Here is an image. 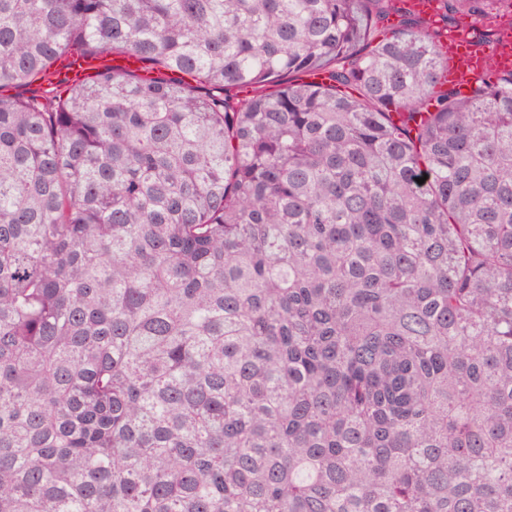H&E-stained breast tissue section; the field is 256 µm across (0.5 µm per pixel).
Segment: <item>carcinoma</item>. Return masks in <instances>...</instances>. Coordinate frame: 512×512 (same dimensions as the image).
Listing matches in <instances>:
<instances>
[{"label":"carcinoma","instance_id":"1","mask_svg":"<svg viewBox=\"0 0 512 512\" xmlns=\"http://www.w3.org/2000/svg\"><path fill=\"white\" fill-rule=\"evenodd\" d=\"M436 2L0 0V512H512V71L439 26L512 0ZM455 29L448 24V37L445 43L448 55V82L465 85L474 79H485L490 71H511L509 54L497 41L477 53L471 49L466 35L457 33ZM498 56V65L490 68L488 62L496 60Z\"/></svg>","mask_w":512,"mask_h":512}]
</instances>
